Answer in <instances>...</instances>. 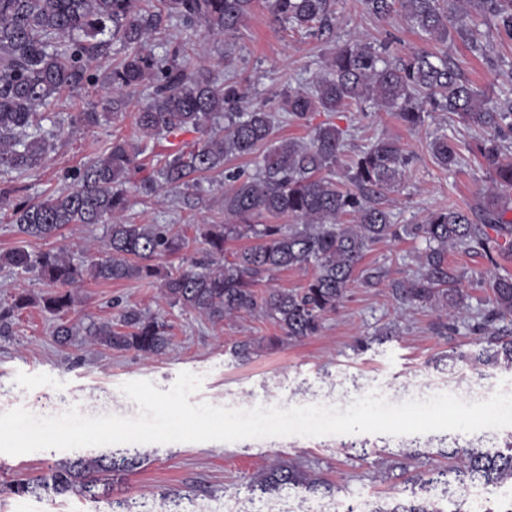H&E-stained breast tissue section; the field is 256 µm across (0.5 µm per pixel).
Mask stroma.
<instances>
[{
    "label": "stroma",
    "instance_id": "1",
    "mask_svg": "<svg viewBox=\"0 0 512 512\" xmlns=\"http://www.w3.org/2000/svg\"><path fill=\"white\" fill-rule=\"evenodd\" d=\"M485 57H477L462 43L448 48L463 75L494 101L512 98V40L495 28L485 30ZM355 38L376 43L391 39L394 49L423 48L427 42L402 18L387 22L367 14L361 0H337L322 35L310 37L283 30L257 0L234 35L221 40L199 38L202 61L217 76L230 75L247 82L254 101L278 114L276 136L308 140L313 126L330 122L345 132L344 153L353 157L379 137L397 139L411 157L400 185L384 204L397 224H417L431 211L478 204L487 175L476 151L478 132L464 128L448 113L426 114L421 126L410 130L389 112H317L309 124L289 119L282 109L288 90L309 86L325 69L334 44ZM119 45L99 56L97 82L75 94H62L46 109L47 115L66 118L81 110L98 115L97 124L65 129L55 140L44 163L15 179L22 197L37 201L63 188V174L99 156L113 134L132 138L131 119L113 121L107 84L113 65L121 58ZM445 135L456 145L461 163L447 170L433 159L429 142ZM181 190H163L152 200L132 197L126 218L134 224H208L222 208V189H215L195 208L180 203ZM105 240L100 224L67 226L52 239L17 233L9 210H0V253L22 247L31 253L62 250L75 261L98 256ZM421 242L388 240L367 252L362 266L381 277L365 282L356 276L338 310L327 316L321 335L301 343L269 344L278 330L258 316H242L212 324L197 312L171 307L158 283L147 281H85L70 321L104 320L122 305L163 315L172 325L173 345L152 359L134 353L113 352L76 342L60 347L53 339L58 319L34 304L16 313L7 335H0V413L24 407L41 416L78 407L91 416L136 415L138 406L119 390L122 383L147 380L168 390L183 371L201 375L202 385L190 403L249 409L271 406L288 398L305 405L320 402L346 408L354 399L376 391L389 402L426 399L447 391L449 384L465 386L460 397L484 400L497 391L512 394V375L464 360L472 348L471 324L489 295L493 275L512 273V256L490 265L475 253L452 251L449 264L463 273L469 294L467 317L454 329L443 328L433 310L402 303L392 293L395 280L412 277ZM395 335H386V328ZM372 342L354 351L357 338ZM259 339L246 363L230 353L234 342ZM512 437V429L483 430L473 434L429 432L390 436L358 433L321 437H271L238 442L139 444L142 464L129 474L112 478L109 495L96 500L61 497L39 489L13 494L9 486L44 476L65 451L45 449L21 455L0 453V512H112L116 500H130L137 512H385L402 499L406 476L448 465L441 449L475 446L497 449ZM293 462L312 477L331 483L333 492L307 494L284 487L271 493L243 490V483L270 466ZM418 497L449 512L451 500L462 502L465 512H484L499 500L500 491L480 484L465 489L428 485Z\"/></svg>",
    "mask_w": 512,
    "mask_h": 512
}]
</instances>
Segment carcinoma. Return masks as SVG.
<instances>
[{
    "label": "carcinoma",
    "instance_id": "1",
    "mask_svg": "<svg viewBox=\"0 0 512 512\" xmlns=\"http://www.w3.org/2000/svg\"><path fill=\"white\" fill-rule=\"evenodd\" d=\"M255 0H0V175L21 174L42 165L49 139V116L40 112L63 93H75L96 82L91 63L111 41L121 43L123 58L112 67L110 80L117 95L108 100L112 117H126L130 100L125 89L146 85L149 101L134 113L143 139L132 143L114 135L96 159L64 173L68 188L30 202L0 193V208L12 210L19 234L49 239L71 224H103L104 248L90 263H76L64 252L32 254L22 247L0 254V265L35 273L55 290L35 299L14 295L0 309V331L11 318L34 303L55 313H67L76 298L73 288L87 280L119 282L161 280L168 303L204 315L214 324L231 316L259 315L279 330L276 342L317 336L325 317L336 311L376 244L410 238L425 244L417 255L414 278L393 284L402 301L429 306L439 316L456 318L468 294L463 276L448 263V250L474 252L495 265L512 254V156L503 142L512 136V101L494 103L467 80L448 54V42L461 43L480 54L486 48L479 25L495 27L512 39V0H362L364 10L386 21L403 14L427 41L442 52L409 49L401 55L391 43L346 41L328 55L322 75L309 87L288 91L284 106L290 118L307 122L315 112H391L408 128L424 121L426 112H448L458 123L478 131L477 150L488 174L480 211L453 208L430 212L419 224H394L379 199L395 190L410 158L399 142L382 138L344 160V134L333 123L313 129L310 139L274 140V115L250 101L249 87L219 79L195 61L193 34L222 38L235 32L250 14ZM273 16L298 31H310L328 20L332 0H269ZM175 21L181 38L163 43L155 53L148 45L156 33ZM195 133L188 148L164 156L156 169L140 175L141 156L151 140ZM266 146L258 171L243 176L224 168L231 157L253 154ZM433 157L443 167L459 163L455 144L446 136L430 142ZM344 172L354 189L334 179ZM228 183L224 212L201 224L196 237L206 246L202 259L192 258L170 272L155 259L181 254L189 247L179 224H131L124 220L131 193L151 198L167 187L184 188L183 203L195 206L213 186L215 177ZM288 217L290 224L271 220ZM242 238L254 243L227 251ZM288 269H305L309 276L295 289H257V277ZM473 331L481 334L471 361L512 373V338L488 331L497 322L512 323V275L497 274ZM56 343L72 344L82 337L111 351L133 352L145 358L166 353L171 326L148 311L123 307L113 319L87 325L59 323ZM452 460L442 470L411 478L414 483H456L461 488L482 484L496 489L512 484V442L495 451L454 447L440 451ZM140 464L138 455L104 454L65 458L35 482L11 485L16 495L38 488L58 496L96 499L110 489V477ZM288 485L315 492L318 480L300 467L276 464L256 481L250 492H272ZM387 512H441L415 499Z\"/></svg>",
    "mask_w": 512,
    "mask_h": 512
}]
</instances>
